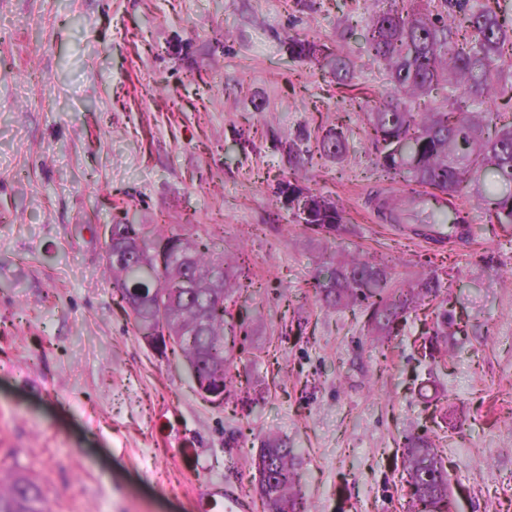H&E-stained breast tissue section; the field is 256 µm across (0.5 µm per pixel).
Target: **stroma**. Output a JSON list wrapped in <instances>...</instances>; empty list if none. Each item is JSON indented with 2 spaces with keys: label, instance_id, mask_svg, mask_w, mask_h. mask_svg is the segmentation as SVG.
Returning a JSON list of instances; mask_svg holds the SVG:
<instances>
[{
  "label": "stroma",
  "instance_id": "obj_1",
  "mask_svg": "<svg viewBox=\"0 0 512 512\" xmlns=\"http://www.w3.org/2000/svg\"><path fill=\"white\" fill-rule=\"evenodd\" d=\"M381 0H0V475L41 485L49 512H204L212 488L262 512L252 460L277 436L302 449L310 512H407L406 435L425 434L454 512H512V224L470 194L467 241L421 243L378 219L382 177L363 114L342 162H288L344 93L288 40L344 46L376 95L384 68L361 27ZM330 197L331 237L279 189ZM108 224L219 225L246 254L254 330L238 391L215 407L179 356L142 340L105 272ZM392 257L396 277L445 272L446 360L422 356L426 307L368 336L364 307L321 308L315 269Z\"/></svg>",
  "mask_w": 512,
  "mask_h": 512
}]
</instances>
